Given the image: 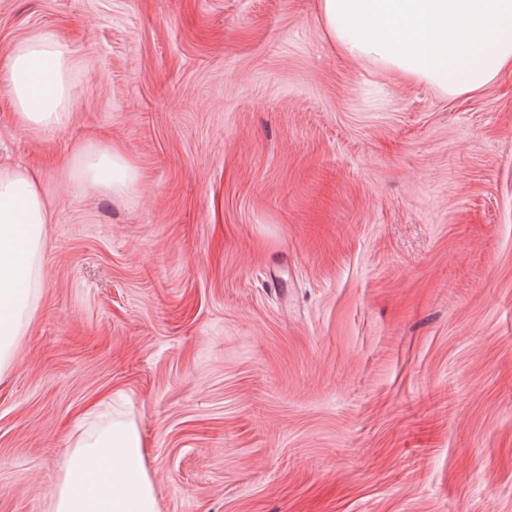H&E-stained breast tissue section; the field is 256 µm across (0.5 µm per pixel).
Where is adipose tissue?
Segmentation results:
<instances>
[{"label": "adipose tissue", "instance_id": "1", "mask_svg": "<svg viewBox=\"0 0 512 512\" xmlns=\"http://www.w3.org/2000/svg\"><path fill=\"white\" fill-rule=\"evenodd\" d=\"M318 9L342 55L445 95L477 93L512 73V0H318ZM74 72L70 46L44 30L12 46L0 87L27 128L52 132L71 119ZM137 177L120 150L93 139L66 174L73 185L108 188ZM51 221L41 174L0 166V379L11 371L36 309ZM52 512H159L132 419L79 437L52 494Z\"/></svg>", "mask_w": 512, "mask_h": 512}]
</instances>
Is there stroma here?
<instances>
[{
	"instance_id": "stroma-1",
	"label": "stroma",
	"mask_w": 512,
	"mask_h": 512,
	"mask_svg": "<svg viewBox=\"0 0 512 512\" xmlns=\"http://www.w3.org/2000/svg\"><path fill=\"white\" fill-rule=\"evenodd\" d=\"M45 29L68 125L0 92L53 212L0 512H49L105 394L160 512H512V73L439 94L340 55L317 0H0V67ZM93 138L133 185L67 188Z\"/></svg>"
}]
</instances>
